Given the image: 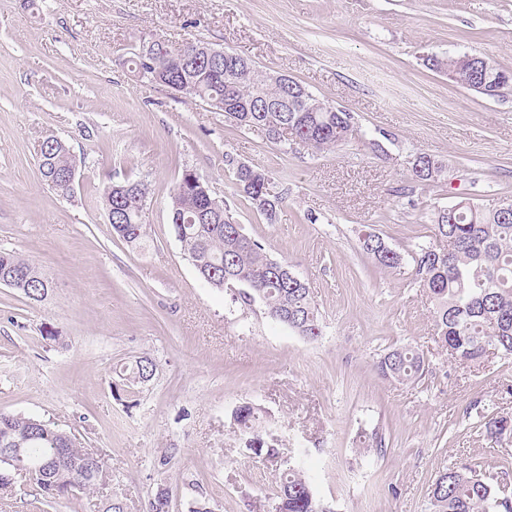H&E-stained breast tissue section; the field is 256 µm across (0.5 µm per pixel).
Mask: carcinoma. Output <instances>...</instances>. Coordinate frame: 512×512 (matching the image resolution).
<instances>
[{"instance_id":"carcinoma-1","label":"carcinoma","mask_w":512,"mask_h":512,"mask_svg":"<svg viewBox=\"0 0 512 512\" xmlns=\"http://www.w3.org/2000/svg\"><path fill=\"white\" fill-rule=\"evenodd\" d=\"M131 63L137 73L150 74L154 81L207 103L240 127L284 126L280 137H269L273 143L299 141L319 155L354 134L351 113L313 95L293 78L286 84L264 81L250 60L234 52L217 65L198 59L183 46L167 44L163 50L139 48ZM502 79L512 81V74L499 69L484 75L467 68L460 84L482 85V94L494 98ZM40 158L50 159V165H39L43 181L69 194L60 178L76 164L68 146L55 137L47 138ZM446 171L445 162L432 154L413 156L411 180L422 190L445 181ZM233 181L237 194L267 223H277L281 199L269 194L270 177L265 170L238 165L233 168ZM147 196L148 185L135 180L113 183L104 190L112 230L132 248L141 247L147 237V224L139 211ZM211 200L216 196L191 170L184 171L172 189L170 224L187 257L207 270L210 286L244 288L263 302L269 316L280 318L281 324L300 336L318 339L322 322L308 282L290 279L288 262L272 258L259 241L239 236V224L224 200H219L220 213L201 223V210ZM431 233L435 243L417 244L404 253L375 232L361 234L359 243L383 267L412 266L414 280L433 304L437 342L452 357L478 363L491 348L512 356V209H485L463 198L450 207L434 208ZM3 274L18 275L17 289L34 302L45 300L52 288L28 258L0 249ZM377 370L386 379L408 382L422 374L424 357L411 346L396 348L380 358ZM126 371L127 381L138 384L156 371V363L142 357ZM259 420L258 408L250 404L232 414L233 425L250 438L253 454L276 459L279 449L266 439ZM482 426L491 435L511 436L512 416L487 414ZM0 448H21L25 460L48 465L49 477L34 482L46 502L75 489L97 488L93 474L104 467L102 459L76 438L32 416L0 412ZM277 499L278 512H328L301 460L281 473ZM430 512H512V498L469 466L452 467L440 472L432 485Z\"/></svg>"}]
</instances>
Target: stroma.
<instances>
[{
	"label": "stroma",
	"instance_id": "35a3bbf8",
	"mask_svg": "<svg viewBox=\"0 0 512 512\" xmlns=\"http://www.w3.org/2000/svg\"><path fill=\"white\" fill-rule=\"evenodd\" d=\"M154 38L286 73L351 112L359 133L314 156L236 127L133 71L132 54ZM463 52L512 72V0H0V249L53 282L35 304L0 285V411L75 435L106 471L101 491L42 507L17 475L0 512H100L106 495L149 512L160 486L171 512L200 500L274 512L282 467L246 449L231 423L247 402L289 455L303 454L332 512H429L436 475L462 464L512 494V438L480 425L484 413L512 415V357L452 359L410 267H382L359 244L374 231L403 251L428 242L432 207L467 197L492 208L512 195V88L487 98L427 64ZM50 136L77 159L65 196L38 171ZM417 152L444 159L450 179L413 187ZM234 163L269 173L277 223L235 195ZM186 169L308 280L319 340L198 277L169 221ZM127 178L150 188L138 249L113 234L103 205L104 188ZM403 346L423 353L422 377L383 379L376 362ZM142 356L157 371L127 386L122 369Z\"/></svg>",
	"mask_w": 512,
	"mask_h": 512
}]
</instances>
